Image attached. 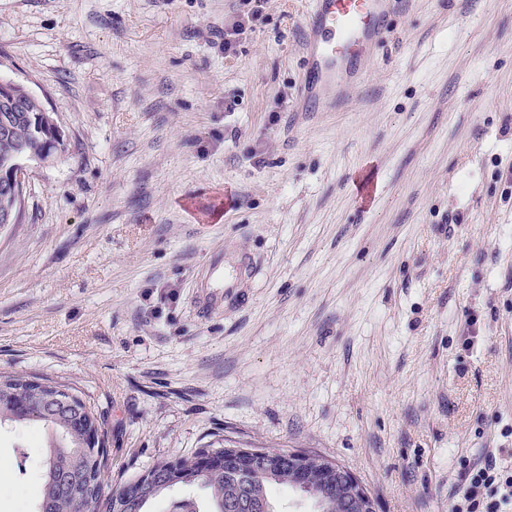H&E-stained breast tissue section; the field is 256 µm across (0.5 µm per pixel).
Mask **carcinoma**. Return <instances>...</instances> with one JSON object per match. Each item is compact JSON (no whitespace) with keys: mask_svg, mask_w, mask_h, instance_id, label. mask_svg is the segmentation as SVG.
Returning <instances> with one entry per match:
<instances>
[{"mask_svg":"<svg viewBox=\"0 0 512 512\" xmlns=\"http://www.w3.org/2000/svg\"><path fill=\"white\" fill-rule=\"evenodd\" d=\"M20 112H0V172L16 163L43 160L46 133L37 128L35 115L42 111L37 100L21 102ZM43 389L36 378L0 373V427H42L48 432L43 448L42 495L35 512H145L158 497L177 488L201 487L208 492L207 512H276L271 499L274 486L292 487L295 481L288 452L268 451L276 465L242 466L233 460L216 465L203 463L204 451L163 460L154 465L160 482L136 498L125 499L124 488L109 497L88 487L91 462L98 455V471L106 468V447L100 439L86 442L87 418L70 412L49 414L42 408Z\"/></svg>","mask_w":512,"mask_h":512,"instance_id":"cac0c4a2","label":"carcinoma"}]
</instances>
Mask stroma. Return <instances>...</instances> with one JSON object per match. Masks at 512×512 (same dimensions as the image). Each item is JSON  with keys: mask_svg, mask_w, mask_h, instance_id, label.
Here are the masks:
<instances>
[{"mask_svg": "<svg viewBox=\"0 0 512 512\" xmlns=\"http://www.w3.org/2000/svg\"><path fill=\"white\" fill-rule=\"evenodd\" d=\"M237 8L0 0V74L64 143L0 233V371L90 401L109 492L222 441L452 512L462 462L512 468V0H413L314 115L309 0H267L228 56ZM45 441L0 432V512H33Z\"/></svg>", "mask_w": 512, "mask_h": 512, "instance_id": "1", "label": "stroma"}]
</instances>
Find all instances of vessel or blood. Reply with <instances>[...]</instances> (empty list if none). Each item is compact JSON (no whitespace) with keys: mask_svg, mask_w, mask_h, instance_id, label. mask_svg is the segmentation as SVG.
<instances>
[{"mask_svg":"<svg viewBox=\"0 0 512 512\" xmlns=\"http://www.w3.org/2000/svg\"><path fill=\"white\" fill-rule=\"evenodd\" d=\"M411 0H312L302 53L298 109L339 112L359 84L372 50L384 45Z\"/></svg>","mask_w":512,"mask_h":512,"instance_id":"b4317fda","label":"vessel or blood"}]
</instances>
